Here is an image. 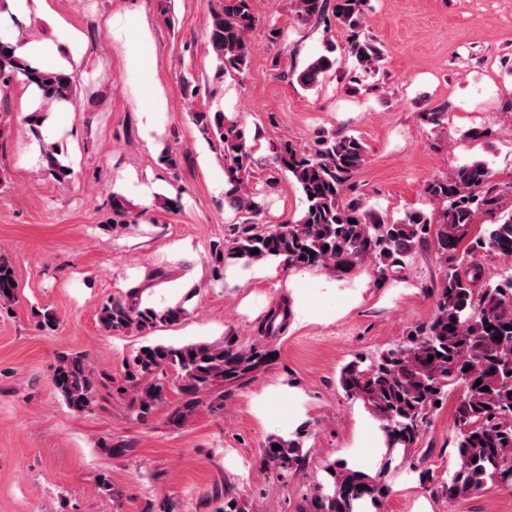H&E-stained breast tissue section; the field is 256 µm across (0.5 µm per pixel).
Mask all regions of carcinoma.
<instances>
[{
    "instance_id": "cac0c4a2",
    "label": "carcinoma",
    "mask_w": 512,
    "mask_h": 512,
    "mask_svg": "<svg viewBox=\"0 0 512 512\" xmlns=\"http://www.w3.org/2000/svg\"><path fill=\"white\" fill-rule=\"evenodd\" d=\"M368 0H291L294 27L320 25L326 34L325 53L311 58L300 71L288 74L306 88L319 84L338 62L332 40L340 28L347 33L343 55L357 70L349 78V92L360 90L362 75L379 71L381 49L363 36ZM251 0H222L208 22V53L219 63L218 74L245 73L253 53L251 32L256 28ZM14 47L0 41V93H6L18 74L41 92L43 104L24 121L37 131L47 107L56 102L75 103L72 76L30 69ZM200 130L211 133L224 153V206L243 221L233 225L228 243L215 247L217 265L226 262L248 267L266 259H279L287 269H331L343 273L370 259L379 277L401 272L417 246L429 244L442 269L433 289L432 317L411 328L398 345L372 358L357 356L343 366L340 386L345 395L369 409L384 435L386 452L381 467L367 472L348 466L345 459L324 467L325 484L306 500L303 512H355V504L368 502L383 512L389 493L385 474L402 449L401 462L416 447L420 429L436 402L457 390L454 449L457 465L444 484L445 496L457 501L478 495L489 482L512 486V210H500L512 193V181L496 183L484 163L457 167L424 186L435 212H408L391 221L382 214L346 200L353 178L365 163L367 147L349 134L322 133L313 144L298 146L285 139L273 146L278 171L288 173L304 199L300 217L273 227L258 224L262 202L250 186L252 153L249 136L238 124H224L220 109L194 113ZM43 170L63 184L69 166L52 143L41 145ZM498 213L495 223L471 234L481 213ZM128 202L112 196L110 228L125 227L121 218ZM259 253L252 254L250 250ZM494 255L508 263L511 274L491 283L476 256ZM13 267L0 259V300L15 299ZM189 314L184 303L163 308L142 304L140 288L124 298L104 303L98 320L109 333L142 332L159 325H174ZM502 340H497V337ZM433 360H428V357ZM269 361L261 344L241 347L226 338L222 343L183 345L148 344L126 361L124 379L116 387L126 395L135 420L147 422L167 410V424L181 427L202 407L224 408V386L239 385ZM471 369H466V366ZM52 380L67 406L76 413L93 410L102 374L87 354H58ZM176 400H171V397ZM301 425L292 437L267 439L261 465L278 478L297 470L304 460ZM278 445L275 451L272 446Z\"/></svg>"
}]
</instances>
